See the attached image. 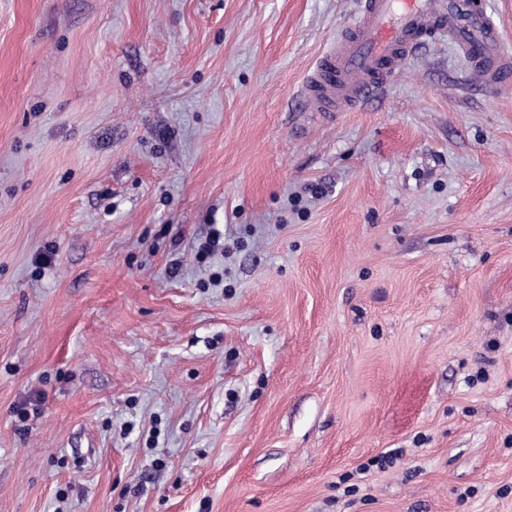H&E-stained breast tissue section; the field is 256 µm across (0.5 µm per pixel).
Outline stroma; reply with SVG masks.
<instances>
[{
  "label": "stroma",
  "instance_id": "stroma-1",
  "mask_svg": "<svg viewBox=\"0 0 512 512\" xmlns=\"http://www.w3.org/2000/svg\"><path fill=\"white\" fill-rule=\"evenodd\" d=\"M359 6L0 0V512H512V89ZM448 34L466 65L494 89L512 88V52L473 0H363L352 25L306 75L308 112H349L376 97L419 45Z\"/></svg>",
  "mask_w": 512,
  "mask_h": 512
}]
</instances>
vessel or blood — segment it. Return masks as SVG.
<instances>
[{
  "label": "vessel or blood",
  "instance_id": "vessel-or-blood-1",
  "mask_svg": "<svg viewBox=\"0 0 512 512\" xmlns=\"http://www.w3.org/2000/svg\"><path fill=\"white\" fill-rule=\"evenodd\" d=\"M441 34L487 86L512 88V50L474 0H362L352 25L304 79L301 95L309 111L330 116L361 106L419 45Z\"/></svg>",
  "mask_w": 512,
  "mask_h": 512
}]
</instances>
